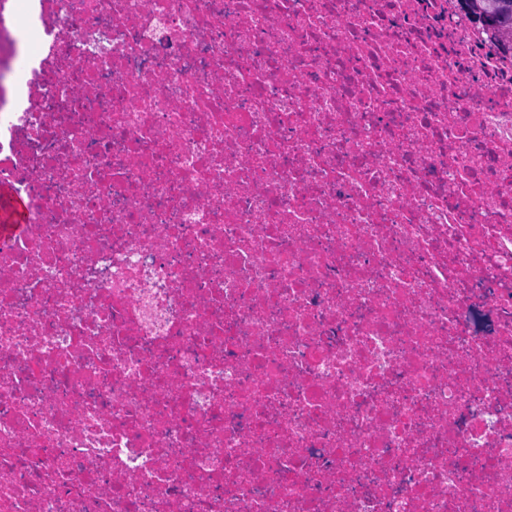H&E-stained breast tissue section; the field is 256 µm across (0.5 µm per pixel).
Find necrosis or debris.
<instances>
[{"instance_id": "4bbe7bcc", "label": "necrosis or debris", "mask_w": 512, "mask_h": 512, "mask_svg": "<svg viewBox=\"0 0 512 512\" xmlns=\"http://www.w3.org/2000/svg\"><path fill=\"white\" fill-rule=\"evenodd\" d=\"M0 185V512H512L464 0H0ZM0 233L16 234L25 223V204L14 197L7 187H0Z\"/></svg>"}]
</instances>
